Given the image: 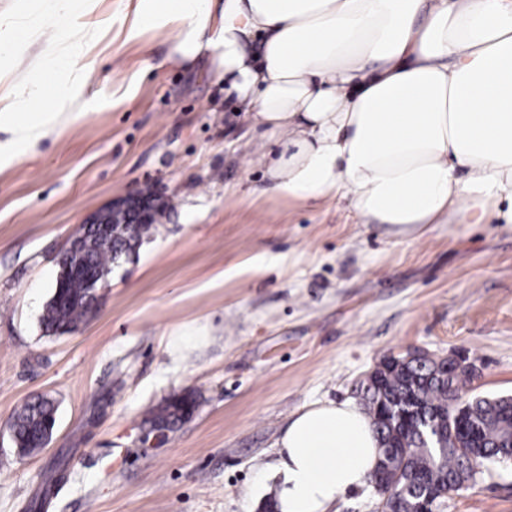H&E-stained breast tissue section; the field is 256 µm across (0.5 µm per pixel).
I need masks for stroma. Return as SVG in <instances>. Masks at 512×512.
Instances as JSON below:
<instances>
[{
	"label": "stroma",
	"mask_w": 512,
	"mask_h": 512,
	"mask_svg": "<svg viewBox=\"0 0 512 512\" xmlns=\"http://www.w3.org/2000/svg\"><path fill=\"white\" fill-rule=\"evenodd\" d=\"M136 0H92L97 30L65 121L0 164V512H261L274 444L304 407L358 400L383 357L464 352L478 393L512 394V231L432 224L414 240L334 201L270 196L262 145L203 54L171 28L132 32ZM152 186L160 231L114 270L97 314L43 335L57 260L83 219ZM194 392L162 442L144 412ZM58 404L49 445L8 422ZM68 476L41 492L58 460ZM442 512H512V463L482 466ZM57 407L46 396L25 400L15 411L12 439L20 455H31L45 448V439L56 426Z\"/></svg>",
	"instance_id": "stroma-1"
}]
</instances>
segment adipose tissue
<instances>
[{
    "label": "adipose tissue",
    "instance_id": "1",
    "mask_svg": "<svg viewBox=\"0 0 512 512\" xmlns=\"http://www.w3.org/2000/svg\"><path fill=\"white\" fill-rule=\"evenodd\" d=\"M134 24L177 25V60L211 52L281 147L253 158L273 194L336 199L399 238L512 229V0H137ZM276 446L280 512H328L378 460L350 400L296 413Z\"/></svg>",
    "mask_w": 512,
    "mask_h": 512
}]
</instances>
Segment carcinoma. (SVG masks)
<instances>
[{
    "mask_svg": "<svg viewBox=\"0 0 512 512\" xmlns=\"http://www.w3.org/2000/svg\"><path fill=\"white\" fill-rule=\"evenodd\" d=\"M159 225L125 224L112 232L94 235L81 224L59 261L54 291L40 318L44 333L77 331L90 318L91 303L99 287L108 283L115 265L136 252ZM82 276L72 275L73 265ZM470 371L455 373L445 362L425 354L388 357L374 375L361 381L363 405L380 441V456L369 475L380 492L383 512H418L440 504L449 494L477 479V465L487 460H512V396L465 394L474 390ZM196 407L191 393L176 395L151 409L144 423L150 429L174 430ZM57 407L46 396L24 401L15 411L12 439L21 455L45 448L56 426Z\"/></svg>",
    "mask_w": 512,
    "mask_h": 512,
    "instance_id": "carcinoma-1",
    "label": "carcinoma"
}]
</instances>
